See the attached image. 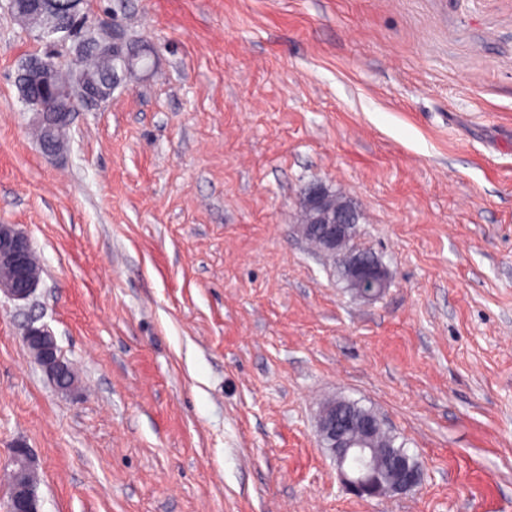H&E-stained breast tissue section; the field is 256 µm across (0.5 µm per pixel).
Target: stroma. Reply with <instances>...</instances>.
Wrapping results in <instances>:
<instances>
[{"instance_id": "1", "label": "stroma", "mask_w": 512, "mask_h": 512, "mask_svg": "<svg viewBox=\"0 0 512 512\" xmlns=\"http://www.w3.org/2000/svg\"><path fill=\"white\" fill-rule=\"evenodd\" d=\"M154 52L45 154L0 7V224L40 283L0 294L9 448L42 512H512V0H89ZM349 199L388 274L345 288L298 228ZM48 325L77 388L22 341ZM373 409L415 490L347 492L317 420Z\"/></svg>"}]
</instances>
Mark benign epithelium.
<instances>
[{"mask_svg": "<svg viewBox=\"0 0 512 512\" xmlns=\"http://www.w3.org/2000/svg\"><path fill=\"white\" fill-rule=\"evenodd\" d=\"M86 0H68V21H60L58 0H7V8L15 19L23 24L33 18L36 38L48 50L27 55L21 62L15 84L19 96L34 115V126L41 131L42 150L50 155L63 149L66 132L77 112H92L112 98L133 69L130 48L121 61L112 65L107 80L93 82L83 68L84 54L93 49L109 58L112 46L123 37L124 29L118 22L112 26H96L88 19L84 8ZM66 50L71 65V80L58 79L59 55L55 49ZM301 231L304 237L315 236L321 250L337 264L349 288L361 297L375 298L387 288L386 270L377 256H367L348 244L356 233V214L352 206L336 198V193L321 182L307 184L301 192ZM31 240L26 232L15 224H0V292L14 300H29L39 283V276L32 273L29 256ZM23 342L35 362L61 391L71 387L64 382L67 363L60 353L55 338L45 325H28L24 329ZM382 424L379 417L364 423L356 431L348 433L336 425L333 410L320 413L318 438L320 447L328 449L336 468L342 476L344 487L360 498H380L388 494L406 493L418 487L423 480L421 467L409 468L408 462L396 459L394 469L400 473L387 489H382L368 467L358 470L351 466L354 457L369 461L372 452V435ZM11 464L19 470L36 469L38 463L28 448L11 449ZM7 512H41L38 489L25 484H15L8 497Z\"/></svg>", "mask_w": 512, "mask_h": 512, "instance_id": "1", "label": "benign epithelium"}]
</instances>
